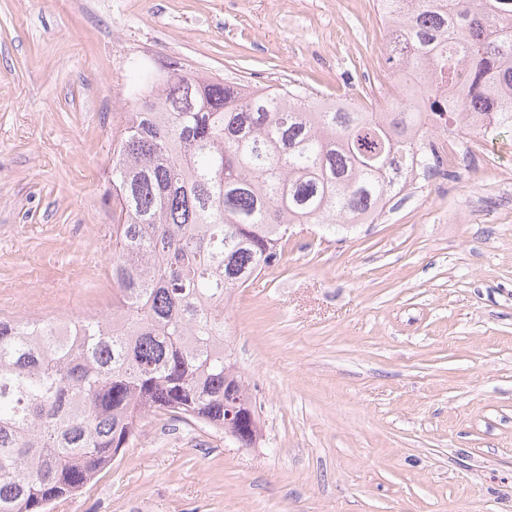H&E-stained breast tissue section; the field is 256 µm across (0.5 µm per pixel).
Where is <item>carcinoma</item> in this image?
Masks as SVG:
<instances>
[{
	"mask_svg": "<svg viewBox=\"0 0 512 512\" xmlns=\"http://www.w3.org/2000/svg\"><path fill=\"white\" fill-rule=\"evenodd\" d=\"M387 60L436 73L443 132L512 130V0H380ZM422 113L358 112L287 87L174 69L127 113L112 153V313L0 321V512H45L112 464L144 417L170 412L250 446L259 421L229 358L224 301L284 255L294 226L380 215L426 150Z\"/></svg>",
	"mask_w": 512,
	"mask_h": 512,
	"instance_id": "cac0c4a2",
	"label": "carcinoma"
}]
</instances>
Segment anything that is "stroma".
Listing matches in <instances>:
<instances>
[{"label":"stroma","instance_id":"35a3bbf8","mask_svg":"<svg viewBox=\"0 0 512 512\" xmlns=\"http://www.w3.org/2000/svg\"><path fill=\"white\" fill-rule=\"evenodd\" d=\"M373 0H0V320L112 308V152L165 68L361 97ZM379 219L300 224L225 338L262 437L168 412L51 512H512V133Z\"/></svg>","mask_w":512,"mask_h":512}]
</instances>
